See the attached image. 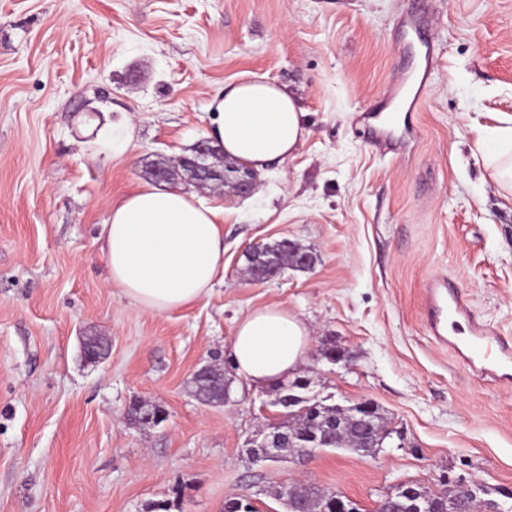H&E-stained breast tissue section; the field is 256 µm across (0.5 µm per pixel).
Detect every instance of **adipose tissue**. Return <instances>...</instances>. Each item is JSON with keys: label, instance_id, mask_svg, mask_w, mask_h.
Instances as JSON below:
<instances>
[{"label": "adipose tissue", "instance_id": "adipose-tissue-1", "mask_svg": "<svg viewBox=\"0 0 512 512\" xmlns=\"http://www.w3.org/2000/svg\"><path fill=\"white\" fill-rule=\"evenodd\" d=\"M211 138L242 168L262 173L292 156L305 137L295 96L264 79L225 86L215 102ZM482 163L498 187L512 194V115L502 118ZM103 251L114 287L136 308L156 314L206 298L224 271L221 215L179 190L143 188L111 209ZM308 325L268 305L237 323L230 357L257 388L292 374L305 361Z\"/></svg>", "mask_w": 512, "mask_h": 512}]
</instances>
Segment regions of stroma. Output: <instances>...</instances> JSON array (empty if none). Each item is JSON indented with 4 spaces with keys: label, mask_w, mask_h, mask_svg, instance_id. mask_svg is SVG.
Listing matches in <instances>:
<instances>
[{
    "label": "stroma",
    "mask_w": 512,
    "mask_h": 512,
    "mask_svg": "<svg viewBox=\"0 0 512 512\" xmlns=\"http://www.w3.org/2000/svg\"><path fill=\"white\" fill-rule=\"evenodd\" d=\"M419 27L433 62L412 48ZM423 73L404 133L378 138ZM245 74L297 96L306 136L252 195L176 181L223 212L224 277L198 303L141 311L109 281L102 226L154 163L208 135L211 101ZM503 112L512 0H427L422 17L417 0H0V512H224L231 497L281 512L276 491L298 483L376 512L443 474L512 506V388L423 322L425 285L443 276L512 336V200L478 151ZM283 238L314 265L247 280L246 247ZM271 304L312 330L295 379L330 404L374 400L383 448L247 457L286 414L229 348ZM89 334L110 340L105 360L83 359ZM213 362L232 381L220 406L192 392ZM135 402L164 420H133Z\"/></svg>",
    "instance_id": "stroma-1"
}]
</instances>
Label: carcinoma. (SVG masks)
Segmentation results:
<instances>
[{
  "label": "carcinoma",
  "mask_w": 512,
  "mask_h": 512,
  "mask_svg": "<svg viewBox=\"0 0 512 512\" xmlns=\"http://www.w3.org/2000/svg\"><path fill=\"white\" fill-rule=\"evenodd\" d=\"M245 259L247 271L259 276L270 269L282 274L292 268L288 261V248L279 241L257 248L245 255ZM193 387L196 396L214 400L229 392L228 378L222 370H211L206 376L193 379ZM302 388L304 385L297 381L289 384L282 381L271 386L275 396L273 405L287 409V419L277 426V433L283 441L281 455L296 453L310 440L324 449L342 448L356 453H371L382 447L390 436L387 422L376 411L365 417L353 406L323 403L303 410V404L295 393ZM282 496L286 498L288 512H299L303 508L309 512H330V503L336 499L335 492L315 487H291ZM416 500L429 502L431 512H455L457 509L475 512L483 506L491 512H505L496 503L479 500L474 489L464 483L448 489L445 495L417 486L415 496L407 497L398 488L385 497L383 508L389 512H415L413 504Z\"/></svg>",
  "instance_id": "obj_1"
}]
</instances>
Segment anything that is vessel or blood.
<instances>
[{
  "instance_id": "obj_1",
  "label": "vessel or blood",
  "mask_w": 512,
  "mask_h": 512,
  "mask_svg": "<svg viewBox=\"0 0 512 512\" xmlns=\"http://www.w3.org/2000/svg\"><path fill=\"white\" fill-rule=\"evenodd\" d=\"M425 319L434 340L450 348L483 379L504 387L512 385V340L498 328L474 319L466 296L446 278L437 276L428 283ZM462 319L469 323V334L459 338L452 331Z\"/></svg>"
}]
</instances>
